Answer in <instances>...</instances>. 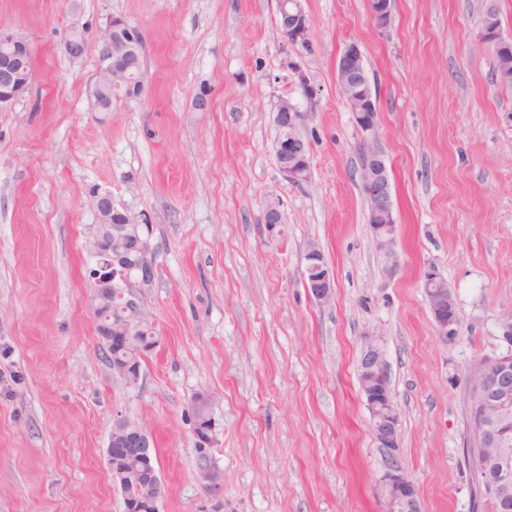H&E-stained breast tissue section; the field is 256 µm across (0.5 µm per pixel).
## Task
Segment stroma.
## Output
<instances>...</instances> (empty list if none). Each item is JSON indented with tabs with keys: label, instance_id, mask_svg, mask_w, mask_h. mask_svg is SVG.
Wrapping results in <instances>:
<instances>
[{
	"label": "stroma",
	"instance_id": "obj_1",
	"mask_svg": "<svg viewBox=\"0 0 512 512\" xmlns=\"http://www.w3.org/2000/svg\"><path fill=\"white\" fill-rule=\"evenodd\" d=\"M306 43L277 38L275 0H0L34 83L0 112V512H124L105 464L112 423L144 427L159 512H381L386 459L360 385L380 349L401 414L396 460L424 512H476L468 383L512 350V89L475 42L483 0H306ZM141 31L140 97L96 111L99 38ZM85 36L81 59L66 39ZM356 43L379 102L395 257L372 243L363 134L336 82ZM306 112L311 179H284L280 99ZM143 215L156 345L137 384L113 373L88 304L96 196ZM286 216L269 235L267 204ZM321 248L330 301L305 287ZM451 292L438 335L422 274ZM214 421L216 487L196 476V396ZM369 16L379 32H386L392 16L391 0H368Z\"/></svg>",
	"mask_w": 512,
	"mask_h": 512
}]
</instances>
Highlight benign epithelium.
I'll return each instance as SVG.
<instances>
[{"instance_id":"7a95c632","label":"benign epithelium","mask_w":512,"mask_h":512,"mask_svg":"<svg viewBox=\"0 0 512 512\" xmlns=\"http://www.w3.org/2000/svg\"><path fill=\"white\" fill-rule=\"evenodd\" d=\"M369 16L379 32L387 31L392 0H368ZM276 29L293 44L305 43L310 18L302 0H277ZM107 64L97 73L90 96L99 112L112 111V97H137L142 83L132 72L131 60L142 53L143 41L137 27L123 19L111 20L100 37ZM476 47L494 52L497 78L512 83V39L501 33L495 5L487 0L483 25ZM336 80L342 99L364 134L361 148L360 182L368 209V224L376 248L395 255V218L391 183L378 145V101L359 47L351 43L336 58ZM34 81L31 52L27 41L0 29V112H10ZM274 123L277 130L275 155L281 172L291 183L310 180L309 143L304 135L305 113L285 98L279 103ZM96 220L85 226V247L92 259L88 268L91 288L89 304L102 349L111 354L112 371L127 384L137 383L141 372L139 351L131 349L135 336L154 334L146 296L152 288L157 263L155 253L139 247L144 224L139 216L117 207L108 192L97 196ZM260 223L270 232L286 223L285 215L269 205ZM305 287L321 303L334 293L331 277L320 247L309 246L303 256ZM428 304L438 335H456L458 317L455 302L437 272L423 274ZM360 384L371 414V428L378 447L387 456L382 512H422L414 485L400 471L395 458L399 448L400 417L385 374L381 353L369 344L362 354ZM469 419L479 448L496 449L481 471L493 473L494 480L481 486L484 499L512 508V450L505 447L512 431V352L482 362L475 371L468 392ZM214 424L194 423L197 476L209 486L216 485L213 465ZM156 450L145 429L124 419L112 424L106 449V465L127 501L128 512H153L162 493L159 466L152 463Z\"/></svg>"}]
</instances>
